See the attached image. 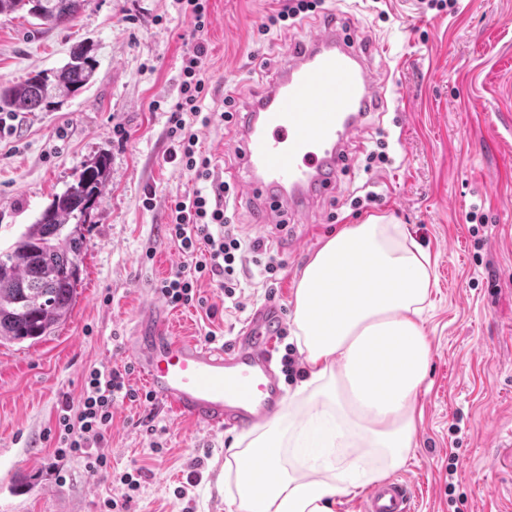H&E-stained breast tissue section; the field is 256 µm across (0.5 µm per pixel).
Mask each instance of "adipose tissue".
Masks as SVG:
<instances>
[{
	"mask_svg": "<svg viewBox=\"0 0 512 512\" xmlns=\"http://www.w3.org/2000/svg\"><path fill=\"white\" fill-rule=\"evenodd\" d=\"M437 286L402 224L372 218L329 237L296 283L292 323L305 375L279 414L224 459L234 512H334L413 457Z\"/></svg>",
	"mask_w": 512,
	"mask_h": 512,
	"instance_id": "ef3b65f1",
	"label": "adipose tissue"
}]
</instances>
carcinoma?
Instances as JSON below:
<instances>
[{
    "instance_id": "1",
    "label": "carcinoma",
    "mask_w": 512,
    "mask_h": 512,
    "mask_svg": "<svg viewBox=\"0 0 512 512\" xmlns=\"http://www.w3.org/2000/svg\"><path fill=\"white\" fill-rule=\"evenodd\" d=\"M87 0H0V15L20 10L45 25L75 18ZM99 66L97 48L80 45L52 74L0 85V109L49 111L79 94ZM105 156L88 162L76 179L53 195L35 222L26 225L11 248L0 250V345L34 344L66 322L82 280L84 229L107 184Z\"/></svg>"
}]
</instances>
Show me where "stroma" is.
I'll return each mask as SVG.
<instances>
[{
    "instance_id": "obj_1",
    "label": "stroma",
    "mask_w": 512,
    "mask_h": 512,
    "mask_svg": "<svg viewBox=\"0 0 512 512\" xmlns=\"http://www.w3.org/2000/svg\"><path fill=\"white\" fill-rule=\"evenodd\" d=\"M282 5L207 0L203 109L214 119L199 147L216 177L228 179L236 164V128L219 117L225 95L247 101L276 76L284 53L336 17L354 24L387 75L382 127L391 162L365 170L377 139L363 130L350 168L306 217L317 232L297 228L289 246L236 196L233 223L280 262L273 285L251 263L238 300L203 280L204 305L170 309L174 333L201 341L212 331L216 345H227L268 299L292 314L304 266L330 234L364 220L351 193L377 192L369 214L406 225L438 277L424 315L431 360L419 446L394 477L406 483L412 512H512V451L494 443L512 428V0H456L451 13L422 11L419 0H324L301 24L259 35ZM199 39L177 0H88L59 26L23 12L0 16L2 84L60 68L86 40L100 61L77 96L53 112L20 114L0 136V249L87 161L109 160L70 317L38 343L0 346V512H105L127 472L140 476L129 512H228L217 477L237 429L214 431L153 403L115 402L98 447L109 477L91 476L79 457L50 466L62 401L80 400L90 369L129 363L133 318L162 304L154 287L183 261L168 235V206L195 183L164 157L182 58Z\"/></svg>"
}]
</instances>
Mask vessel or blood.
Wrapping results in <instances>:
<instances>
[{
    "label": "vessel or blood",
    "mask_w": 512,
    "mask_h": 512,
    "mask_svg": "<svg viewBox=\"0 0 512 512\" xmlns=\"http://www.w3.org/2000/svg\"><path fill=\"white\" fill-rule=\"evenodd\" d=\"M353 30L327 23L289 51L277 76L239 114L235 176L259 201L261 223L300 220L331 190L354 137L383 111L387 87ZM283 310H252L229 347L173 336L162 308L135 319L126 349L155 401L209 429H249L277 415L285 398L273 367ZM362 512H410L405 483L376 487Z\"/></svg>",
    "instance_id": "b4317fda"
}]
</instances>
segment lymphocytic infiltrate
Returning <instances> with one entry per match:
<instances>
[{
  "mask_svg": "<svg viewBox=\"0 0 512 512\" xmlns=\"http://www.w3.org/2000/svg\"><path fill=\"white\" fill-rule=\"evenodd\" d=\"M207 49L196 43L183 61L179 97L170 108L167 162H176L192 177L194 189L176 195L170 204L168 230L184 258L179 268L156 285L157 292L172 307L194 304L198 284L205 278H219L226 298H233L241 286L239 273L246 263L262 267L274 275L279 263L259 238L240 234L232 224L228 209L236 190L217 180L209 157L199 149V129L208 126L201 103L208 95L205 69ZM132 365L108 371L91 369L85 377L79 406L64 405L58 415V443L54 461L70 456L85 459L91 472L106 470L107 459L98 454L97 445L104 439L112 422V405L118 395L137 400L127 378Z\"/></svg>",
  "mask_w": 512,
  "mask_h": 512,
  "instance_id": "lymphocytic-infiltrate-1",
  "label": "lymphocytic infiltrate"
}]
</instances>
